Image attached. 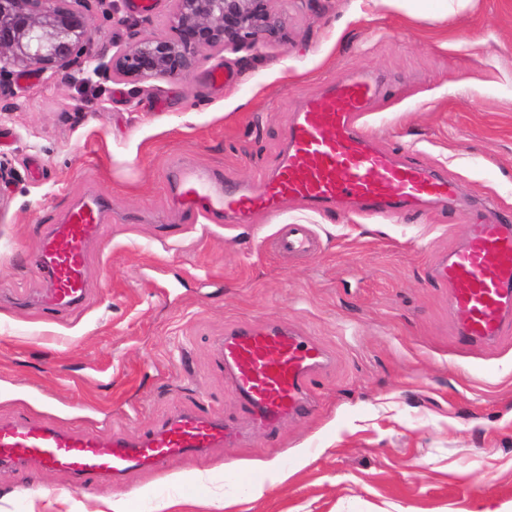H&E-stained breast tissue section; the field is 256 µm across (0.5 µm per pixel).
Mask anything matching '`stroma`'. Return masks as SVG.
<instances>
[{
    "label": "stroma",
    "mask_w": 512,
    "mask_h": 512,
    "mask_svg": "<svg viewBox=\"0 0 512 512\" xmlns=\"http://www.w3.org/2000/svg\"><path fill=\"white\" fill-rule=\"evenodd\" d=\"M286 36L209 57L128 103V85L66 75L12 79L0 94V418L16 409L68 429L137 436L205 403L241 424L214 364L240 321L284 319L331 354L315 402L273 434L199 459L135 469L120 484L75 490L63 472L0 469V512H491L512 503V333L472 348L431 279L469 225L512 214V0L391 9L376 0H274ZM92 52L125 39L106 0L85 4ZM223 70V86L210 75ZM379 77L361 122L377 147L456 182L459 198L372 216L297 200L242 224L172 205L174 168L231 189L259 184L286 148L304 99L355 72ZM110 220L88 253L86 304L46 315L23 304L42 281V234L85 196ZM312 225L318 250L286 257L278 225ZM286 481L247 489L260 465ZM218 474L226 508L186 482Z\"/></svg>",
    "instance_id": "stroma-1"
}]
</instances>
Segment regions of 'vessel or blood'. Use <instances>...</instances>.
I'll return each mask as SVG.
<instances>
[{"label": "vessel or blood", "instance_id": "obj_1", "mask_svg": "<svg viewBox=\"0 0 512 512\" xmlns=\"http://www.w3.org/2000/svg\"><path fill=\"white\" fill-rule=\"evenodd\" d=\"M375 95L374 84L361 72L330 83L321 97L294 114L287 149L272 177L254 189L221 191L203 174L186 171L179 179L177 204L188 212L219 213L238 224L255 209L273 213L292 198L317 213L344 204L376 215L452 202L448 179L375 145L359 122ZM106 212L103 198L88 195L43 234L37 270L44 288L35 299L42 310H72L85 303L87 251L100 235ZM275 247L285 256L311 253L318 239L311 225L284 224ZM431 277L448 290L463 343L491 344L512 332V219L470 225L460 246L435 263ZM215 355L245 428L229 427L202 406L175 412L136 437L80 434L57 421L18 413L0 421V468L33 461L48 471L67 472L74 488L88 489L119 482L134 469L200 457L246 433L280 429L306 413L313 404V380L330 363L321 343L281 320L235 324L216 343Z\"/></svg>", "mask_w": 512, "mask_h": 512}]
</instances>
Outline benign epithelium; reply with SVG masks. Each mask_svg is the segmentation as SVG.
<instances>
[{
  "instance_id": "benign-epithelium-1",
  "label": "benign epithelium",
  "mask_w": 512,
  "mask_h": 512,
  "mask_svg": "<svg viewBox=\"0 0 512 512\" xmlns=\"http://www.w3.org/2000/svg\"><path fill=\"white\" fill-rule=\"evenodd\" d=\"M85 0H0V90L9 77L33 71L48 82L62 70L79 82L121 81L130 103L161 79H179L226 51L250 50L280 38L286 18L273 0H169L164 34L133 30L112 42V55L89 49Z\"/></svg>"
}]
</instances>
